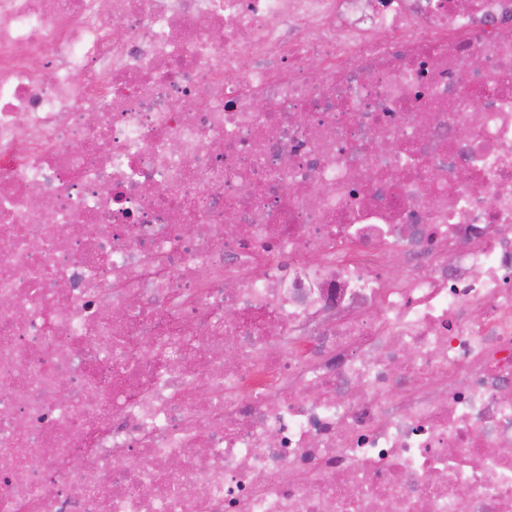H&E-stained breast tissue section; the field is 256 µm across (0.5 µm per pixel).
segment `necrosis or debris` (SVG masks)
Returning <instances> with one entry per match:
<instances>
[{"instance_id": "necrosis-or-debris-1", "label": "necrosis or debris", "mask_w": 512, "mask_h": 512, "mask_svg": "<svg viewBox=\"0 0 512 512\" xmlns=\"http://www.w3.org/2000/svg\"><path fill=\"white\" fill-rule=\"evenodd\" d=\"M0 512H512V0H0Z\"/></svg>"}]
</instances>
